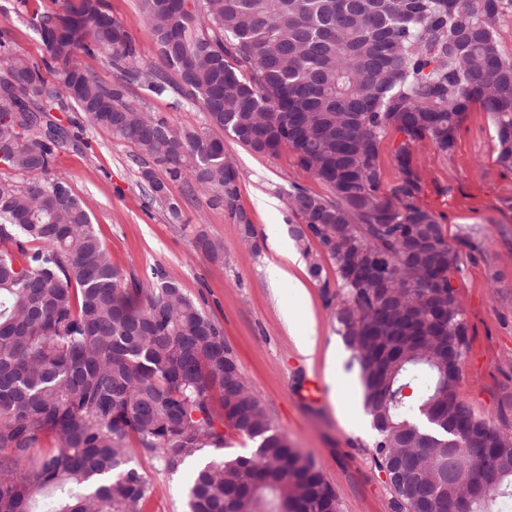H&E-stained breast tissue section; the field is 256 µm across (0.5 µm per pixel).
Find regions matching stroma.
Returning a JSON list of instances; mask_svg holds the SVG:
<instances>
[{"label":"stroma","instance_id":"obj_1","mask_svg":"<svg viewBox=\"0 0 512 512\" xmlns=\"http://www.w3.org/2000/svg\"><path fill=\"white\" fill-rule=\"evenodd\" d=\"M105 3L130 34L139 59L156 62L157 45L141 0ZM58 7L57 0H0L6 52L40 61L43 46L33 16ZM127 97L145 101L150 111L176 127L204 122L202 113L174 109L171 97L146 95L136 85L129 86ZM53 115L80 124L76 138L59 151L56 172L90 214L126 284L145 281L153 268H162L222 325L224 341L253 393L291 445L321 468L341 512H393L390 489L371 460L373 434L345 424L327 382V360L333 353L351 381L349 400L363 409L359 372L350 364L351 352L334 318L336 288H324L306 267L291 269L310 296L317 351L309 362L299 354L285 320L293 304L292 287L272 277L276 247L292 238L289 190L299 185L326 197L329 187L301 168L290 150L257 154L224 134V153L238 172L237 204L256 231L247 243L240 226L224 206L213 202L210 192L169 179L164 168L155 167L156 176L166 182L168 201L179 205V218H172L168 201H146L144 164L134 146L113 139L83 113L71 116L57 109ZM412 164L423 188L417 203L436 217L457 258L452 285L470 337L460 391L477 417L512 432V169L498 160L489 113L473 105L450 154L424 141L415 146ZM201 231L223 241V261L196 251L194 239ZM139 465L155 488L147 512H185L192 464L175 473L145 457Z\"/></svg>","mask_w":512,"mask_h":512}]
</instances>
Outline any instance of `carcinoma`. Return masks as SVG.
Wrapping results in <instances>:
<instances>
[{
    "label": "carcinoma",
    "mask_w": 512,
    "mask_h": 512,
    "mask_svg": "<svg viewBox=\"0 0 512 512\" xmlns=\"http://www.w3.org/2000/svg\"><path fill=\"white\" fill-rule=\"evenodd\" d=\"M142 0L161 64L145 66L103 0H64L35 16L41 63L14 55L0 72V163L31 175L0 182V512H145L147 457L174 473L227 430L249 455L196 466L189 512H340L320 468L271 421L246 384L224 329L161 268L128 288L91 217L54 171L74 137L48 115L84 113L174 180L224 204L246 238L225 131L258 154L292 150L326 184L325 198L288 192L291 234L323 280L328 258L342 295L338 333L359 370L376 431L371 459L393 512H504L512 502V432L460 396L468 326L451 285L456 255L412 166L415 145L448 154L470 107L492 118L500 163L512 168V57L497 22L512 0ZM110 52L117 80L80 62ZM53 75L46 81L43 73ZM174 96L205 125L176 128L135 106L127 86ZM402 140L400 180L381 188L379 143ZM151 197L166 183L142 171ZM316 241L321 251L313 252ZM196 248L224 260L205 233ZM490 455L493 479L480 476Z\"/></svg>",
    "instance_id": "cac0c4a2"
}]
</instances>
